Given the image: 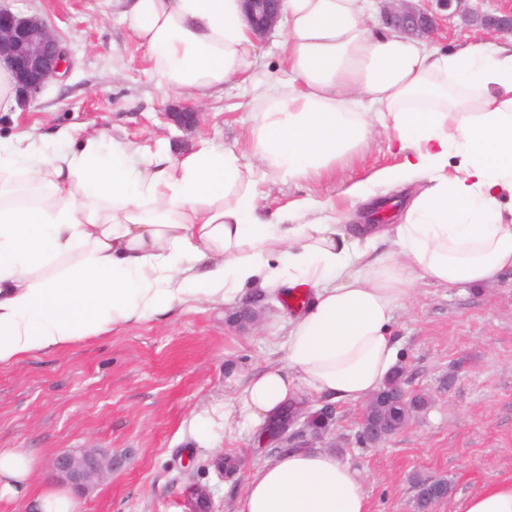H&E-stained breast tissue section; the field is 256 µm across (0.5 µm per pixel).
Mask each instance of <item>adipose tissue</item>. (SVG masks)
Listing matches in <instances>:
<instances>
[{"label": "adipose tissue", "mask_w": 512, "mask_h": 512, "mask_svg": "<svg viewBox=\"0 0 512 512\" xmlns=\"http://www.w3.org/2000/svg\"><path fill=\"white\" fill-rule=\"evenodd\" d=\"M367 0H283L284 67L267 74L242 0H127L122 20L160 88L246 85L253 159L206 145L173 158L75 126L0 137V365L196 302L297 285L282 363L252 374L224 431L260 433L289 398L356 403L398 357L399 310L424 280L484 285L512 271V37L446 53L367 24ZM410 187L400 221L349 229L331 200L263 211L278 184L322 182L375 129ZM456 165H449V158ZM31 456L0 449V498L30 496ZM236 512H368L335 452L291 448L254 469ZM457 512H512V478Z\"/></svg>", "instance_id": "adipose-tissue-1"}]
</instances>
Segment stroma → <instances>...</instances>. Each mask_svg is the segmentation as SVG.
<instances>
[{"instance_id":"35a3bbf8","label":"stroma","mask_w":512,"mask_h":512,"mask_svg":"<svg viewBox=\"0 0 512 512\" xmlns=\"http://www.w3.org/2000/svg\"><path fill=\"white\" fill-rule=\"evenodd\" d=\"M7 5L52 24L72 65L31 108L1 116L0 136L81 125L150 151L165 140L176 156L200 142L246 150L254 110L248 89L200 101L194 129L163 119L182 98L157 86L114 0ZM487 39L442 11L430 42L447 51ZM400 161L379 132L328 180L278 186L267 203L331 199L339 205L337 223L350 224L369 205L353 203L349 188ZM243 305L259 312L257 324L236 323L234 304L180 306L65 350L0 365V448L30 453L36 492L48 487L46 462L62 449L112 455L118 467L109 479L92 492L73 493L75 512H188V493L197 485L209 490L211 512H235L250 471L272 450L249 434L225 439L224 403L246 377L283 359L279 325L290 310L284 298L257 292ZM395 334L408 386L428 393L429 405L379 448L358 438L359 405H337L326 446L362 473L369 512H417L419 479L447 480L452 492L431 512H456L486 482L512 477V272L480 288L418 284ZM203 421L210 427L205 437L198 433Z\"/></svg>"}]
</instances>
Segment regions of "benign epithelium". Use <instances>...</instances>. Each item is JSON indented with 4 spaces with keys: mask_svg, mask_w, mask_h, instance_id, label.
I'll return each mask as SVG.
<instances>
[{
    "mask_svg": "<svg viewBox=\"0 0 512 512\" xmlns=\"http://www.w3.org/2000/svg\"><path fill=\"white\" fill-rule=\"evenodd\" d=\"M386 19L398 32L425 37L435 26L430 10L415 0H388ZM282 0H244L250 24L263 35L281 18ZM467 24H478L490 34H512V12L502 15L479 11L463 14ZM0 63L12 71L20 102L39 93L53 78L70 68L67 49L39 16H24L0 7ZM179 128H191L200 112L182 107L164 113ZM406 390L381 389L366 401L360 418V437L366 445L378 447L405 432L412 421L405 404ZM336 422L335 407L323 403L314 409L307 401L292 405L286 415L263 430L266 441L295 448H313L326 439ZM114 461L90 448H73L54 455L46 471L57 484L89 490L112 475Z\"/></svg>",
    "mask_w": 512,
    "mask_h": 512,
    "instance_id": "obj_1",
    "label": "benign epithelium"
}]
</instances>
